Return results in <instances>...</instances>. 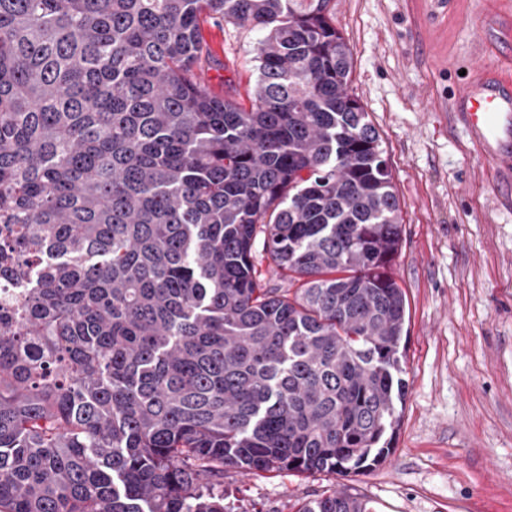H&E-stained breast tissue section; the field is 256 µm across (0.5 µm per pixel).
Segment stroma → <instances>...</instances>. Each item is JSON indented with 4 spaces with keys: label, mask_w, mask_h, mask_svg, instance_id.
<instances>
[{
    "label": "stroma",
    "mask_w": 512,
    "mask_h": 512,
    "mask_svg": "<svg viewBox=\"0 0 512 512\" xmlns=\"http://www.w3.org/2000/svg\"><path fill=\"white\" fill-rule=\"evenodd\" d=\"M350 94L381 135L403 216L394 274L409 303L393 451L364 475L224 472L237 512H298L347 487L375 512H512V212L495 200L450 104L476 64L512 56V0H333ZM497 40L486 56L472 20ZM206 82L247 103L263 34L202 26Z\"/></svg>",
    "instance_id": "obj_1"
}]
</instances>
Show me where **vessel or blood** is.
I'll return each instance as SVG.
<instances>
[{"label": "vessel or blood", "mask_w": 512, "mask_h": 512, "mask_svg": "<svg viewBox=\"0 0 512 512\" xmlns=\"http://www.w3.org/2000/svg\"><path fill=\"white\" fill-rule=\"evenodd\" d=\"M453 108L477 157L494 177L496 199L512 211V74L480 65Z\"/></svg>", "instance_id": "b4317fda"}]
</instances>
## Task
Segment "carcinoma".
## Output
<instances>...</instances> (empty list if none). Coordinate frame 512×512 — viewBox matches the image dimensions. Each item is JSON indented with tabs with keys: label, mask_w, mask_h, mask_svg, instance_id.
<instances>
[{
	"label": "carcinoma",
	"mask_w": 512,
	"mask_h": 512,
	"mask_svg": "<svg viewBox=\"0 0 512 512\" xmlns=\"http://www.w3.org/2000/svg\"><path fill=\"white\" fill-rule=\"evenodd\" d=\"M330 3L0 0V512H235L226 468L389 457L403 219ZM206 18L263 31L247 108Z\"/></svg>",
	"instance_id": "1"
}]
</instances>
